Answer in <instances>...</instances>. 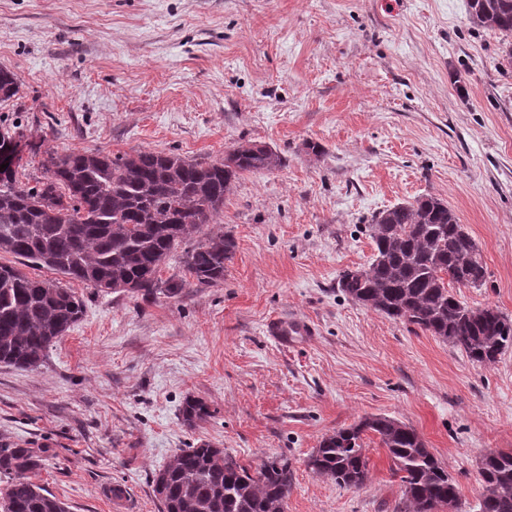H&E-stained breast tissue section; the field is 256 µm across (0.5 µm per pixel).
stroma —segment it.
Returning <instances> with one entry per match:
<instances>
[{"instance_id":"stroma-1","label":"stroma","mask_w":512,"mask_h":512,"mask_svg":"<svg viewBox=\"0 0 512 512\" xmlns=\"http://www.w3.org/2000/svg\"><path fill=\"white\" fill-rule=\"evenodd\" d=\"M511 41L468 0H0V67L20 84L0 131L22 136L21 183L77 149L211 162L256 142L282 159L224 199L221 283L145 300L33 270L85 312L39 366L0 364V444L49 445L38 480L68 512H162L155 473L203 442L254 467L287 456L285 512H400L377 437L362 486L307 465L324 437L385 415L477 512L483 454L512 451V348L474 362L337 281L368 266L374 215L433 195L487 268L453 294L512 318ZM282 314L316 336L280 347L265 323ZM191 398L212 411L192 429Z\"/></svg>"}]
</instances>
